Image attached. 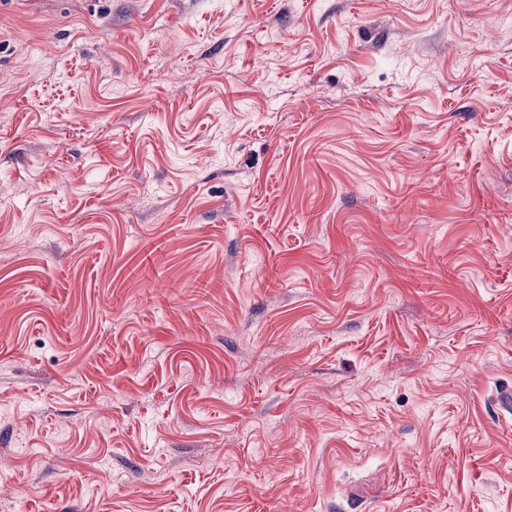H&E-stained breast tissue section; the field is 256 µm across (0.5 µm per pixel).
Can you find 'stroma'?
<instances>
[{
  "instance_id": "obj_1",
  "label": "stroma",
  "mask_w": 512,
  "mask_h": 512,
  "mask_svg": "<svg viewBox=\"0 0 512 512\" xmlns=\"http://www.w3.org/2000/svg\"><path fill=\"white\" fill-rule=\"evenodd\" d=\"M512 0H0V512H512Z\"/></svg>"
}]
</instances>
